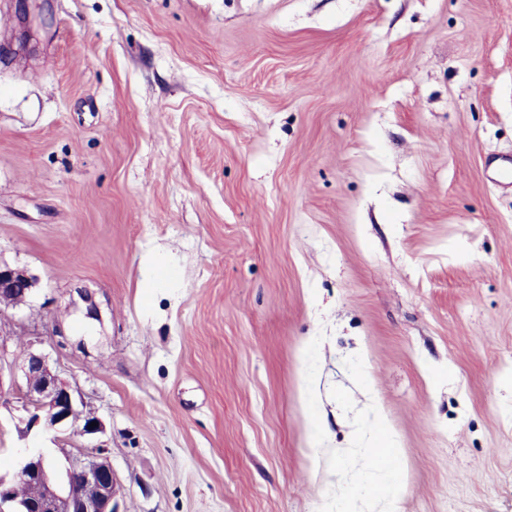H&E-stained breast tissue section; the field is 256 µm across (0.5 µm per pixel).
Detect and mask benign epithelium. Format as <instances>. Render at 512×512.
Returning <instances> with one entry per match:
<instances>
[{"instance_id":"obj_1","label":"benign epithelium","mask_w":512,"mask_h":512,"mask_svg":"<svg viewBox=\"0 0 512 512\" xmlns=\"http://www.w3.org/2000/svg\"><path fill=\"white\" fill-rule=\"evenodd\" d=\"M36 284L26 270L0 263V301L12 307L24 304ZM25 385L18 388L26 432L65 431L80 427L84 435L103 432L102 420L78 408L70 385L52 369L40 352L24 351ZM96 426H91V423ZM36 483L42 496L36 503L20 499L16 488ZM123 486L99 448L91 456L60 448L25 449L13 477H0V512H120Z\"/></svg>"}]
</instances>
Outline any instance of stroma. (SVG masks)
Here are the masks:
<instances>
[{"label":"stroma","mask_w":512,"mask_h":512,"mask_svg":"<svg viewBox=\"0 0 512 512\" xmlns=\"http://www.w3.org/2000/svg\"><path fill=\"white\" fill-rule=\"evenodd\" d=\"M0 44V477L31 349L121 512H512V0H0ZM36 284V278L26 270L0 263V301L16 307L25 304ZM384 441H386L385 444H379L376 443L374 445V448L370 450L369 453V460L372 464H375L379 467H384L381 470L373 469L374 471L378 472L380 474V479L378 482L372 484L369 487V493L372 495H377L375 492L376 488H382L383 492L381 495L395 499L396 495L398 493V490L400 488V482H399V473L395 470H388L385 468H391L394 464V450L391 445V438L387 434H383ZM380 445H384L386 448H379Z\"/></svg>","instance_id":"stroma-1"}]
</instances>
